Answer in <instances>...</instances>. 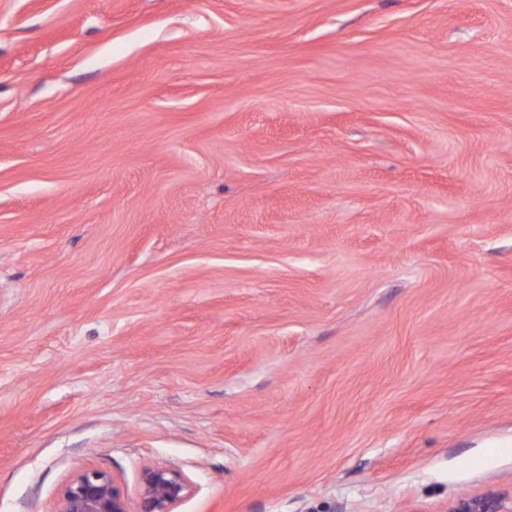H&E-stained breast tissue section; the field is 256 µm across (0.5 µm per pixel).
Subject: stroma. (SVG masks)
I'll use <instances>...</instances> for the list:
<instances>
[{
  "instance_id": "obj_1",
  "label": "stroma",
  "mask_w": 512,
  "mask_h": 512,
  "mask_svg": "<svg viewBox=\"0 0 512 512\" xmlns=\"http://www.w3.org/2000/svg\"><path fill=\"white\" fill-rule=\"evenodd\" d=\"M512 503V0H0V512ZM192 490L191 482L178 469L147 464L141 469L139 495L132 508L113 475L90 467L65 485L57 512H175Z\"/></svg>"
}]
</instances>
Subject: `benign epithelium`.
<instances>
[{"mask_svg":"<svg viewBox=\"0 0 512 512\" xmlns=\"http://www.w3.org/2000/svg\"><path fill=\"white\" fill-rule=\"evenodd\" d=\"M193 486L179 470L159 464L142 467L139 495L131 503L109 472L90 467L64 487L58 512H175L192 493ZM453 512H506L493 496L465 498Z\"/></svg>","mask_w":512,"mask_h":512,"instance_id":"1","label":"benign epithelium"}]
</instances>
